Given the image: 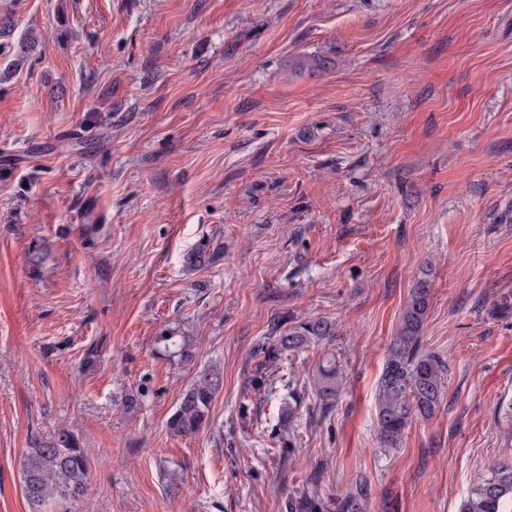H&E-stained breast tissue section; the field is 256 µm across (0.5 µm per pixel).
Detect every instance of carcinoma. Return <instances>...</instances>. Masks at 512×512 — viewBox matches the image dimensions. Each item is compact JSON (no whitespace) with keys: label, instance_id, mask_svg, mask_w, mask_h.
Returning a JSON list of instances; mask_svg holds the SVG:
<instances>
[{"label":"carcinoma","instance_id":"cac0c4a2","mask_svg":"<svg viewBox=\"0 0 512 512\" xmlns=\"http://www.w3.org/2000/svg\"><path fill=\"white\" fill-rule=\"evenodd\" d=\"M209 245L200 244L184 256L188 267L213 260ZM431 283L414 284L401 316L400 329L390 344L378 383L377 434L384 448H395L412 423L432 417L442 403L448 364L439 355L421 349L420 334L430 304ZM336 338L335 326L323 319L302 322L279 337L280 350L302 349L309 343ZM315 389L326 406L336 402L343 371L336 351L327 350L315 371ZM224 383L223 373L211 368L188 387L168 419L169 430L179 436L198 433L210 419L212 403ZM21 487L29 512H48L56 501H77L85 492L87 454L67 429L36 441L20 462ZM294 512H326L320 499L301 494L291 504ZM460 512H512V463L502 464L469 492Z\"/></svg>","mask_w":512,"mask_h":512}]
</instances>
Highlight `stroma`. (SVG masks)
<instances>
[{
    "label": "stroma",
    "mask_w": 512,
    "mask_h": 512,
    "mask_svg": "<svg viewBox=\"0 0 512 512\" xmlns=\"http://www.w3.org/2000/svg\"><path fill=\"white\" fill-rule=\"evenodd\" d=\"M423 277L446 393L383 448ZM310 318L345 370L326 414L324 345L260 350ZM211 365L209 424L173 435ZM505 400L512 0H0V512H29L20 459L63 428L87 491L49 512H291L358 483L364 512H458L512 462Z\"/></svg>",
    "instance_id": "1"
}]
</instances>
